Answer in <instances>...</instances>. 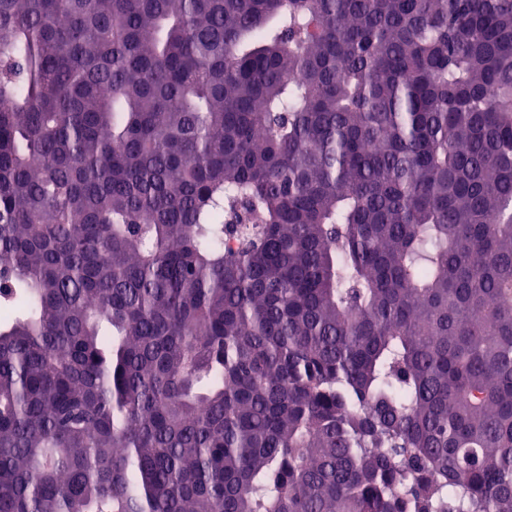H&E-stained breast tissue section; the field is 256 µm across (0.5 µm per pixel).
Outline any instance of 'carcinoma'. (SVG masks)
<instances>
[{
	"label": "carcinoma",
	"instance_id": "cac0c4a2",
	"mask_svg": "<svg viewBox=\"0 0 512 512\" xmlns=\"http://www.w3.org/2000/svg\"><path fill=\"white\" fill-rule=\"evenodd\" d=\"M1 103L0 512H512V0H0Z\"/></svg>",
	"mask_w": 512,
	"mask_h": 512
}]
</instances>
